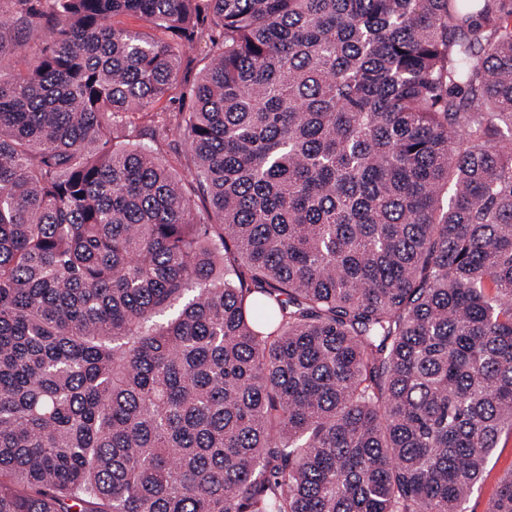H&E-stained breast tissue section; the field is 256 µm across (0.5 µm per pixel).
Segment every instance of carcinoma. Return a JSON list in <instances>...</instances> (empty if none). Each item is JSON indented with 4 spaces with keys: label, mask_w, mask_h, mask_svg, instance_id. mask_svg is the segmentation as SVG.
<instances>
[{
    "label": "carcinoma",
    "mask_w": 512,
    "mask_h": 512,
    "mask_svg": "<svg viewBox=\"0 0 512 512\" xmlns=\"http://www.w3.org/2000/svg\"><path fill=\"white\" fill-rule=\"evenodd\" d=\"M506 431L512 0H0V512H466ZM214 47L207 37L201 38L197 43L193 52V60L187 64L185 62L183 74L185 79L191 83L194 81L197 73L204 66V63L213 51Z\"/></svg>",
    "instance_id": "obj_1"
}]
</instances>
